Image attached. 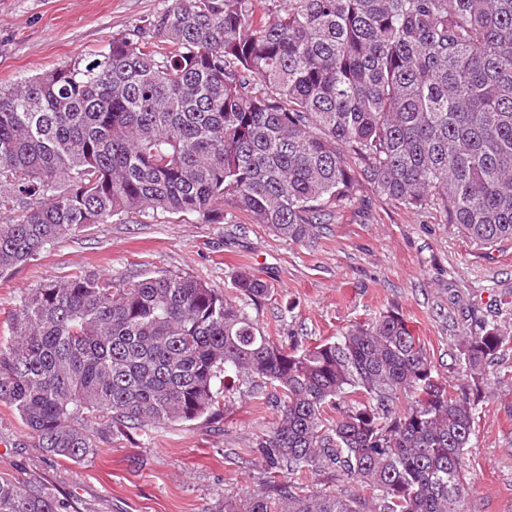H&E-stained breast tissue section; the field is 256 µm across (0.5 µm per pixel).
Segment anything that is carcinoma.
<instances>
[{"label":"carcinoma","instance_id":"1","mask_svg":"<svg viewBox=\"0 0 512 512\" xmlns=\"http://www.w3.org/2000/svg\"><path fill=\"white\" fill-rule=\"evenodd\" d=\"M366 185L483 245L512 239V0H174L131 38L0 86V274L147 209L221 224L228 204L303 242ZM269 294L246 269L223 293L161 270L46 281L9 314L0 403L78 463L92 422L195 421L219 409L215 381L257 377L279 412L258 443L268 476L221 512H469L479 395L428 394L432 361L394 311L288 350L236 304ZM511 342L470 328L474 383ZM326 468L372 500L298 482ZM0 512L61 505L0 477Z\"/></svg>","mask_w":512,"mask_h":512}]
</instances>
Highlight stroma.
<instances>
[{
	"instance_id": "obj_1",
	"label": "stroma",
	"mask_w": 512,
	"mask_h": 512,
	"mask_svg": "<svg viewBox=\"0 0 512 512\" xmlns=\"http://www.w3.org/2000/svg\"><path fill=\"white\" fill-rule=\"evenodd\" d=\"M172 0H0V84L9 85L106 47ZM247 267L270 284L246 312L275 340L313 345L399 312L440 380L469 389L459 359L465 331L494 320L512 331V240L485 246L438 209H407L364 189L355 209L295 243L225 206L224 221L148 209L59 239L37 260L0 275V338L21 295L77 271L129 279L148 270L189 275L223 289ZM251 383L216 418L102 431L86 461L56 459L0 403V475L41 485L62 512H215L225 498L260 489L255 446L277 410ZM471 512H512V343L482 385L465 471Z\"/></svg>"
}]
</instances>
